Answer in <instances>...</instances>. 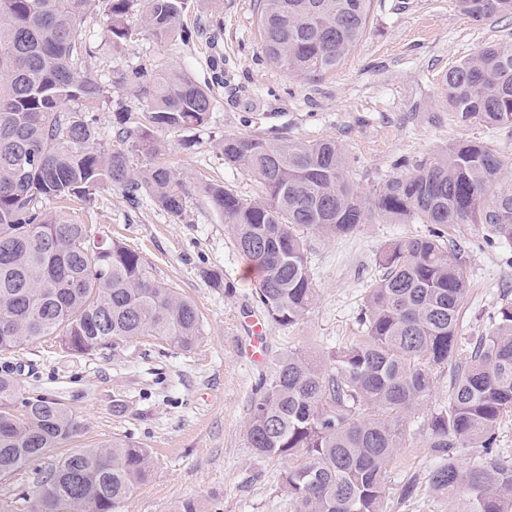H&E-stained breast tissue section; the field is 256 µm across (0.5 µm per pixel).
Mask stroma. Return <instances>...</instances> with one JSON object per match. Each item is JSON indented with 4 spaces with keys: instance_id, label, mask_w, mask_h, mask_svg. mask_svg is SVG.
I'll return each mask as SVG.
<instances>
[{
    "instance_id": "1",
    "label": "stroma",
    "mask_w": 512,
    "mask_h": 512,
    "mask_svg": "<svg viewBox=\"0 0 512 512\" xmlns=\"http://www.w3.org/2000/svg\"><path fill=\"white\" fill-rule=\"evenodd\" d=\"M258 0H192L183 18L185 37L159 41L140 27L136 40L113 50L101 16L88 18L81 41L90 47L87 68L108 80L111 101L133 103L129 89L110 83L113 71L182 68L211 87L208 127L165 129L160 162L190 183L215 182L241 197H257L254 179L225 166L218 144L224 133L265 138L288 135L334 139L344 148L349 177L362 199H371L399 158L435 153L448 143L474 139L512 166V126L460 123L443 93L449 68L490 43H512V18L475 22L455 0H372L364 34L336 70L314 79L288 75L271 65L257 26ZM48 212L89 225L97 237L141 253L150 272L177 288L202 315L203 336L189 351L151 336L79 355L47 336L7 354L0 368L18 372L22 396L62 399L82 423L64 448L48 449L20 471L0 479V512H19L17 495L36 485L63 452L130 437L154 459L152 478L115 512H170L178 501L220 503L221 512H293L280 485L283 460L257 456L245 428L260 384L291 350L320 357L362 340L358 315L368 288L379 279V252L393 240L428 235L426 224H366L353 235L308 234V261L318 295L296 326L267 324V360L247 355V319L260 316L253 289L258 279L234 247L223 217L193 191L182 217L149 199L128 201L101 191L92 207L47 200ZM445 234L462 253L470 288L458 323L455 360L469 356L503 300H512V242L491 241L484 227L453 224ZM229 281L217 288L208 272ZM428 408L407 422L413 439L387 467L390 512H455L451 499L426 483L437 458L426 446ZM415 482L405 498L401 489Z\"/></svg>"
}]
</instances>
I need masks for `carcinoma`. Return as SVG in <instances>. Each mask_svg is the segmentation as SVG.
Listing matches in <instances>:
<instances>
[{
  "label": "carcinoma",
  "mask_w": 512,
  "mask_h": 512,
  "mask_svg": "<svg viewBox=\"0 0 512 512\" xmlns=\"http://www.w3.org/2000/svg\"><path fill=\"white\" fill-rule=\"evenodd\" d=\"M191 0H0V352L57 336L76 354L153 336L188 351L202 336L198 309L157 280L136 251L97 240L86 224L42 208L46 199L95 201L117 189L146 196L179 218L189 190L165 165L131 166L126 149L157 156L164 129L205 127L213 96L181 69L115 72L141 112L112 113L119 147L100 142L106 86L82 69L87 15L102 10L112 48L131 39L128 18L156 39L175 37ZM372 0H260L268 61L296 76L340 66L361 39ZM475 22L512 18V0H455ZM461 123L512 124V45H487L451 67L443 82ZM224 163L254 178L260 195L218 183L200 191L224 216L237 250L260 272L254 298L281 327L304 319L317 297L304 235H351L365 224H435L431 234L381 250L384 273L367 289L365 339L313 358L278 360L251 408L248 447L261 457L301 458L281 474L294 512H388L387 466L411 436L407 416L428 402L433 371L450 366L448 401L427 418V447L440 462L427 485L456 512H512V460L492 452L512 411V303L496 312L471 355L454 360L468 279L443 228L480 224L512 241V192L500 188V155L475 140L410 162L364 201L336 140L260 138L226 132ZM20 381L0 372V478L75 437L81 424L61 400L18 399ZM154 470L151 452L114 438L71 451L22 497L27 512H114Z\"/></svg>",
  "instance_id": "cac0c4a2"
}]
</instances>
